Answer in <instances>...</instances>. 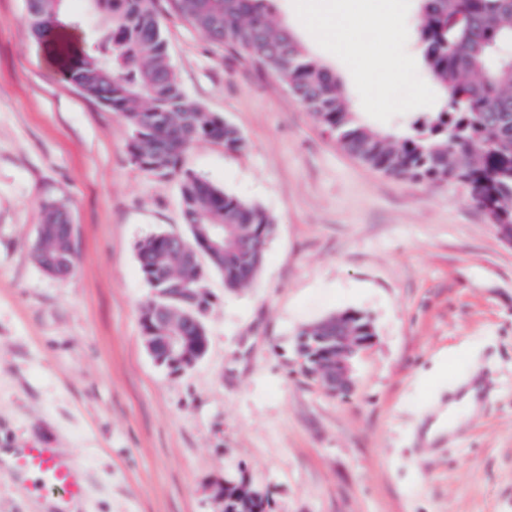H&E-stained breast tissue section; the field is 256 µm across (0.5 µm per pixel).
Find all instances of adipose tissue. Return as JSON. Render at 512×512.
<instances>
[{"label":"adipose tissue","instance_id":"adipose-tissue-1","mask_svg":"<svg viewBox=\"0 0 512 512\" xmlns=\"http://www.w3.org/2000/svg\"><path fill=\"white\" fill-rule=\"evenodd\" d=\"M304 11L309 24L323 37L351 47L353 64L358 68L363 65L362 56L355 49L360 32L369 26L381 29L380 49L384 65L389 72L398 71L399 61L392 52V45L401 31L394 0H305ZM478 391L479 383L471 377L454 387L451 399L436 398L433 418L424 429L425 441H436L452 433L449 418L459 419L475 414L480 408Z\"/></svg>","mask_w":512,"mask_h":512}]
</instances>
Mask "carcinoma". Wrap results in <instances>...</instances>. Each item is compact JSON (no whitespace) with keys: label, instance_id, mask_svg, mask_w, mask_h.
Listing matches in <instances>:
<instances>
[{"label":"carcinoma","instance_id":"1","mask_svg":"<svg viewBox=\"0 0 512 512\" xmlns=\"http://www.w3.org/2000/svg\"><path fill=\"white\" fill-rule=\"evenodd\" d=\"M67 0H26L30 35L53 38L65 21L95 19L93 40L65 62L70 83L85 96L119 113L131 130L128 151L143 170L178 181L189 236L160 232L141 240L137 260L152 298L141 310L143 338L150 354L173 371L191 369L207 347L205 316L211 305L206 277L217 272L229 290L254 282L261 271L274 219L197 177L184 157L200 140L224 149L245 148L239 131L218 114L187 101L169 61L163 15L204 33L227 53L272 72L363 164L411 181L453 179L467 185L472 200L492 210V224L512 237V60L499 55L512 41V0H420L418 47L437 83L444 109L423 122L399 149L389 137L361 123L340 80L314 58L288 27L270 21L275 0H84L85 13L69 17ZM457 17L466 19L454 25ZM63 207L44 206L32 247L36 265L65 277L75 263V239ZM187 245L178 250L172 239ZM367 317L342 321L345 336H366ZM336 315L301 329L295 351L299 369L315 380L336 371V343L326 327ZM181 337L173 346L169 336ZM223 512H266L267 502L245 480L220 486Z\"/></svg>","mask_w":512,"mask_h":512}]
</instances>
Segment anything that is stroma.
<instances>
[{
	"label": "stroma",
	"mask_w": 512,
	"mask_h": 512,
	"mask_svg": "<svg viewBox=\"0 0 512 512\" xmlns=\"http://www.w3.org/2000/svg\"><path fill=\"white\" fill-rule=\"evenodd\" d=\"M394 48L413 67L364 98L307 29L302 0H276L313 56L341 79L360 121L394 135L442 101L416 44V0H400ZM191 104L246 141L201 140L184 165L275 221L262 272L225 288L208 346L189 371L155 363L141 330L150 298L135 246L187 234L177 181L142 170L120 114L64 79L58 56L91 24L32 39L24 0H0V450L49 445L87 476L81 512H221L213 482L247 477L271 512H512V245L466 186L408 181L353 158L272 73L163 22ZM77 226L72 273L32 259L43 205ZM349 310L376 336L353 389L330 395L296 364L297 331ZM494 405L427 447L418 434L439 389L470 375ZM52 494L0 467V512H45Z\"/></svg>",
	"instance_id": "35a3bbf8"
}]
</instances>
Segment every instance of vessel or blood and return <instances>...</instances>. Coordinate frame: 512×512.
Returning <instances> with one entry per match:
<instances>
[{
  "label": "vessel or blood",
  "mask_w": 512,
  "mask_h": 512,
  "mask_svg": "<svg viewBox=\"0 0 512 512\" xmlns=\"http://www.w3.org/2000/svg\"><path fill=\"white\" fill-rule=\"evenodd\" d=\"M10 469L18 475L35 478V492L60 490L67 500L81 499L85 494V479L72 456L49 446L16 448L12 451Z\"/></svg>",
  "instance_id": "1"
}]
</instances>
